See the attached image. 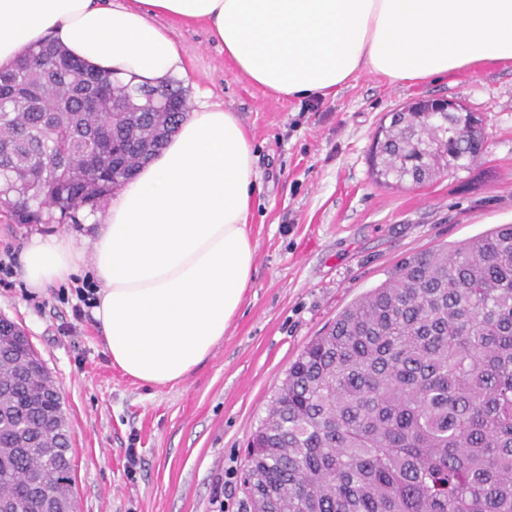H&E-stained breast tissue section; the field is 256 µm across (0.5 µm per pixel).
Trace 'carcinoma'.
<instances>
[{"label":"carcinoma","instance_id":"1","mask_svg":"<svg viewBox=\"0 0 512 512\" xmlns=\"http://www.w3.org/2000/svg\"><path fill=\"white\" fill-rule=\"evenodd\" d=\"M124 105L82 109V77ZM129 83L49 44L0 71V186L17 224L76 222L160 151L184 90L127 98ZM372 171L422 184L482 155L474 112L391 113ZM98 182L79 176L86 160ZM250 509L277 512H512V224L400 259L291 364L247 449ZM49 484L76 508L71 433L57 388L0 317V512H37Z\"/></svg>","mask_w":512,"mask_h":512}]
</instances>
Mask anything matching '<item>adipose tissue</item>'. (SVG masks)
<instances>
[{
	"label": "adipose tissue",
	"instance_id": "adipose-tissue-1",
	"mask_svg": "<svg viewBox=\"0 0 512 512\" xmlns=\"http://www.w3.org/2000/svg\"><path fill=\"white\" fill-rule=\"evenodd\" d=\"M160 16L205 25L240 75L298 99L333 95L362 72L404 84L512 60V0H0V70L50 40L91 67L162 85L183 67ZM257 186L236 114L200 106L110 198L91 250L32 234L21 276L40 291L91 268L113 364L146 385L180 383L252 284Z\"/></svg>",
	"mask_w": 512,
	"mask_h": 512
}]
</instances>
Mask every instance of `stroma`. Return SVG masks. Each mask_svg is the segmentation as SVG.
<instances>
[{"instance_id":"obj_1","label":"stroma","mask_w":512,"mask_h":512,"mask_svg":"<svg viewBox=\"0 0 512 512\" xmlns=\"http://www.w3.org/2000/svg\"><path fill=\"white\" fill-rule=\"evenodd\" d=\"M165 26L188 107L236 112L249 132L253 282L210 358L172 387L126 376L91 310L76 313L74 288L90 270L42 292L18 275L0 287V316L24 330L60 392L76 512H245V448L304 346L401 258L512 224V62L404 85L362 73L336 95L299 100L239 75L204 26ZM427 98L480 113L485 152L421 185L378 184L368 155L381 119ZM36 232L83 245L95 235L82 224H15L0 210V258L20 261Z\"/></svg>"}]
</instances>
